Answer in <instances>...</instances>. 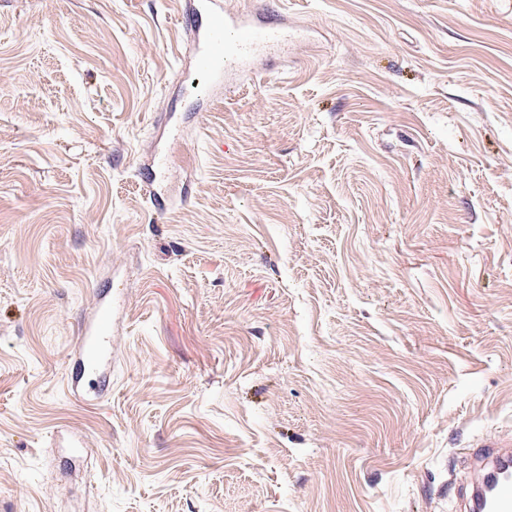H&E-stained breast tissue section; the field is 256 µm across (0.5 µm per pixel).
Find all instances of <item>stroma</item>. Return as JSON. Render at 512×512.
I'll return each mask as SVG.
<instances>
[{
	"mask_svg": "<svg viewBox=\"0 0 512 512\" xmlns=\"http://www.w3.org/2000/svg\"><path fill=\"white\" fill-rule=\"evenodd\" d=\"M280 6L210 102L174 0H0V512H458L512 435V0ZM99 293L93 315L82 329L79 344L71 357L70 390L76 399L87 401L84 380L97 379L98 390L108 386L112 372V298Z\"/></svg>",
	"mask_w": 512,
	"mask_h": 512,
	"instance_id": "obj_1",
	"label": "stroma"
}]
</instances>
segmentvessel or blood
<instances>
[{"mask_svg":"<svg viewBox=\"0 0 512 512\" xmlns=\"http://www.w3.org/2000/svg\"><path fill=\"white\" fill-rule=\"evenodd\" d=\"M179 14L189 23L182 32L194 44V70L209 83L214 100L234 72L248 69L260 57L280 49L294 34L287 24L262 14L232 12L222 0H177ZM70 390L76 398L87 396L86 377L108 386L112 372V302L99 294L93 315L71 357ZM465 455L473 473L462 488L468 512H512V439L489 437Z\"/></svg>","mask_w":512,"mask_h":512,"instance_id":"1","label":"vessel or blood"}]
</instances>
